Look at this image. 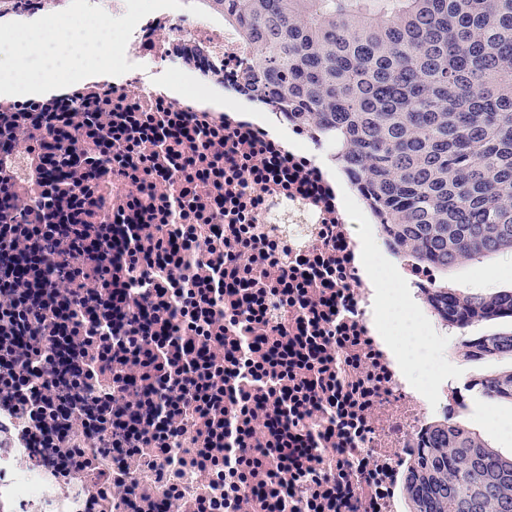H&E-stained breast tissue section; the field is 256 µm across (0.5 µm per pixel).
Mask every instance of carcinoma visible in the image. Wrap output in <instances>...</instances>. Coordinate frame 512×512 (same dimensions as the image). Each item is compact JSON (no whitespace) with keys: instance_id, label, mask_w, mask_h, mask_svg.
Masks as SVG:
<instances>
[{"instance_id":"carcinoma-1","label":"carcinoma","mask_w":512,"mask_h":512,"mask_svg":"<svg viewBox=\"0 0 512 512\" xmlns=\"http://www.w3.org/2000/svg\"><path fill=\"white\" fill-rule=\"evenodd\" d=\"M254 46L251 86L321 131L398 256L435 269L443 318L512 319V288L448 287V271L512 253V0H202ZM33 278L60 285V263ZM471 361L512 358V330L467 337ZM512 403V369L479 375ZM408 512H512V455L462 420L430 426L406 465Z\"/></svg>"}]
</instances>
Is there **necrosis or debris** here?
I'll list each match as a JSON object with an SVG mask.
<instances>
[{"label": "necrosis or debris", "instance_id": "necrosis-or-debris-1", "mask_svg": "<svg viewBox=\"0 0 512 512\" xmlns=\"http://www.w3.org/2000/svg\"><path fill=\"white\" fill-rule=\"evenodd\" d=\"M252 53L220 9H163L126 47L153 70L0 96V198L29 224L93 210L84 257L107 256L123 290L118 314L100 292L54 308V288L39 312L0 274V512H404V465L431 419L459 415L447 377L414 384L374 326L352 228L376 218L357 196L339 203L313 127L248 92ZM248 107L271 126L241 120ZM53 126L68 164L46 180L21 133ZM160 230L182 249L148 251ZM377 274L447 333L432 267ZM73 312L81 332L58 334ZM23 329L39 355L20 352Z\"/></svg>", "mask_w": 512, "mask_h": 512}]
</instances>
